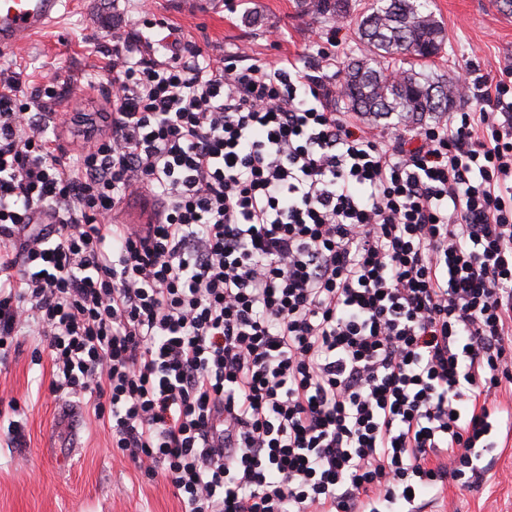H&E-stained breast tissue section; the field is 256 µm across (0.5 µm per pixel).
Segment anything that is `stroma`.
Here are the masks:
<instances>
[{
    "instance_id": "stroma-1",
    "label": "stroma",
    "mask_w": 512,
    "mask_h": 512,
    "mask_svg": "<svg viewBox=\"0 0 512 512\" xmlns=\"http://www.w3.org/2000/svg\"><path fill=\"white\" fill-rule=\"evenodd\" d=\"M370 4L350 0L346 18L326 20L299 0H64L51 27L0 47V69L19 72L30 89L58 88L55 132L70 155L83 144L78 117L112 109L108 55L118 34L152 40L170 33L217 60L230 53L250 64L298 59L340 112L334 69L364 53L356 21ZM431 8L447 36L437 73L454 79L471 65L476 75L512 82V11L502 0H432ZM321 48L329 60L318 57ZM89 78L95 87L86 86ZM39 344L28 333L0 354V512H182L163 478H146L113 450L92 407L50 391L49 355L32 358ZM490 455L493 466L479 484L449 483L427 496L425 512H512V443Z\"/></svg>"
}]
</instances>
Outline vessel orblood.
<instances>
[{"label": "vessel or blood", "mask_w": 512, "mask_h": 512, "mask_svg": "<svg viewBox=\"0 0 512 512\" xmlns=\"http://www.w3.org/2000/svg\"><path fill=\"white\" fill-rule=\"evenodd\" d=\"M62 0H0V44L11 46L45 29Z\"/></svg>", "instance_id": "b4317fda"}]
</instances>
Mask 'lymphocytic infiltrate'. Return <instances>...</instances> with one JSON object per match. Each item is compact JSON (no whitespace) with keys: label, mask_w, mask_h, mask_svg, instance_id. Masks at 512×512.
<instances>
[{"label":"lymphocytic infiltrate","mask_w":512,"mask_h":512,"mask_svg":"<svg viewBox=\"0 0 512 512\" xmlns=\"http://www.w3.org/2000/svg\"><path fill=\"white\" fill-rule=\"evenodd\" d=\"M72 162L0 71V350L183 512H418L512 437V97L412 136L330 111L295 61L119 35ZM151 197L155 220L111 214Z\"/></svg>","instance_id":"obj_1"}]
</instances>
